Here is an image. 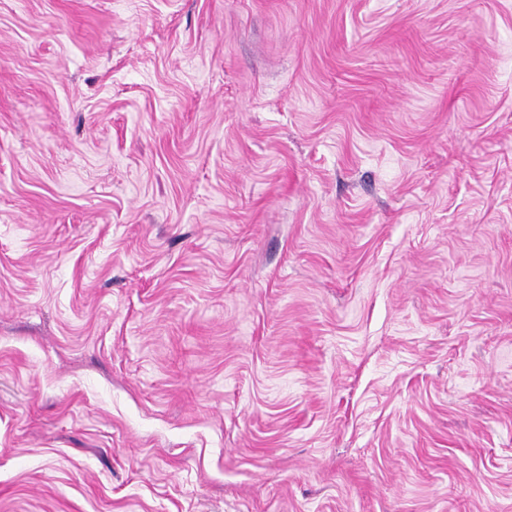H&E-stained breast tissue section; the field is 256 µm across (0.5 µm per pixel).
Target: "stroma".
Returning <instances> with one entry per match:
<instances>
[{"mask_svg": "<svg viewBox=\"0 0 512 512\" xmlns=\"http://www.w3.org/2000/svg\"><path fill=\"white\" fill-rule=\"evenodd\" d=\"M0 512H512V0H0Z\"/></svg>", "mask_w": 512, "mask_h": 512, "instance_id": "stroma-1", "label": "stroma"}]
</instances>
